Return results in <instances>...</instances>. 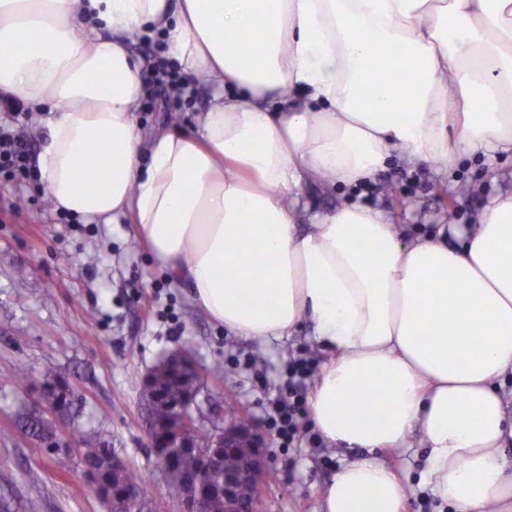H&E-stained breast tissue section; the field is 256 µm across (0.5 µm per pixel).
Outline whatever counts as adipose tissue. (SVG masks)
Returning <instances> with one entry per match:
<instances>
[{
  "label": "adipose tissue",
  "mask_w": 512,
  "mask_h": 512,
  "mask_svg": "<svg viewBox=\"0 0 512 512\" xmlns=\"http://www.w3.org/2000/svg\"><path fill=\"white\" fill-rule=\"evenodd\" d=\"M213 91L197 129L143 133V36ZM0 90L36 112L55 210L132 216L172 280L237 335L337 349L308 397L325 441L371 450L322 512H403L375 458L420 430L451 512H512V192L411 241L353 188L392 152L449 167L512 154V0H0ZM290 93L301 111L273 110ZM307 222L309 233L297 226ZM366 187L364 188L366 192L362 189H359L356 194H353L349 191L348 188L340 186L336 189V193L325 194L318 186L313 185L306 189V194L314 209L319 211H327L339 207L345 200H353V198L361 192L364 193V195L361 197V200L364 201V197L368 193Z\"/></svg>",
  "instance_id": "ef3b65f1"
}]
</instances>
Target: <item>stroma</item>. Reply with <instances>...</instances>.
<instances>
[{
	"label": "stroma",
	"instance_id": "stroma-1",
	"mask_svg": "<svg viewBox=\"0 0 512 512\" xmlns=\"http://www.w3.org/2000/svg\"><path fill=\"white\" fill-rule=\"evenodd\" d=\"M169 92L155 90L153 109H140L142 130L190 128L211 94L197 85L190 103L172 112ZM377 207L411 235L441 224L471 223L487 196L512 191L495 182L476 154L447 169L432 162L410 165L390 158L374 179ZM310 323L294 336L271 342L247 340L193 307L187 288L171 283L134 224H62L45 194L0 180V512H107L94 491L77 497L73 483H88L70 422L100 435L135 468L157 512H178L146 446L144 380L167 356L191 344L201 375V395L246 417L266 432L264 408L278 395L292 356L323 362ZM229 368L214 379V365ZM26 368L18 388L14 374ZM56 373L70 391L69 417L57 420L55 447L27 433L24 421L43 407L46 373ZM272 450L257 512H320V489L359 449L318 443L299 435L286 453ZM392 462L411 489L404 512H439L440 504L418 488L425 465L420 436H412ZM38 482H31L30 473ZM54 494L44 498L42 485Z\"/></svg>",
	"mask_w": 512,
	"mask_h": 512
}]
</instances>
